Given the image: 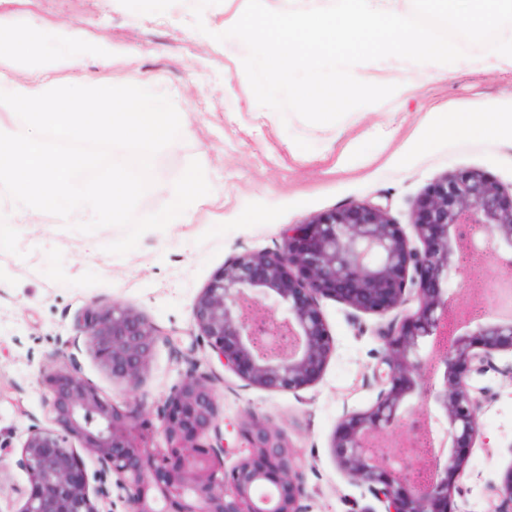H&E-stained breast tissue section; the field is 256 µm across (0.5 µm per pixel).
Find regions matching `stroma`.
Wrapping results in <instances>:
<instances>
[{
	"label": "stroma",
	"mask_w": 512,
	"mask_h": 512,
	"mask_svg": "<svg viewBox=\"0 0 512 512\" xmlns=\"http://www.w3.org/2000/svg\"><path fill=\"white\" fill-rule=\"evenodd\" d=\"M195 0H0V20L47 31L70 27L77 38L118 49L110 63L83 57L54 73L64 85H127L157 77L181 117V137L153 161L154 186L139 209L153 213L170 202L174 181L190 160L201 163L211 186L197 200L193 220L145 233L138 248L118 257L106 244L123 234L106 227L91 234L46 213L40 223L14 216L0 197V512H18L28 484L15 461L31 422L52 427L38 383L56 367L88 309L118 302L141 313L162 334L141 391L164 399L180 379L176 349L194 347L202 367L217 365L210 348L194 344L192 309L225 261L246 250L275 248L284 225L354 202L388 203L398 224L438 178L477 172L512 191V142L494 140L477 126L423 137L421 124L435 106L466 101L476 113L512 110V59L480 46L444 66L399 99L357 108L334 124H310L258 105L244 77L243 44L215 41L237 5L203 12L193 26ZM322 311L332 352L321 379L293 392L252 386L232 372L216 387L218 412L232 430L245 410L285 433L305 461L307 512H361L371 497L338 467L331 447L344 409L365 410L379 389L372 369L381 343L379 316L355 314L326 299ZM494 400L480 415L471 450L463 512H485L487 482L512 468V381L482 377Z\"/></svg>",
	"instance_id": "35a3bbf8"
}]
</instances>
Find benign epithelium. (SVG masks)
<instances>
[{
	"instance_id": "1",
	"label": "benign epithelium",
	"mask_w": 512,
	"mask_h": 512,
	"mask_svg": "<svg viewBox=\"0 0 512 512\" xmlns=\"http://www.w3.org/2000/svg\"><path fill=\"white\" fill-rule=\"evenodd\" d=\"M413 236L394 223L389 206L352 203L324 211L280 232V243L245 251L224 264L202 289L192 316L197 338L224 369L249 385L300 391L318 381L332 351L321 301L334 299L386 322L373 329L382 352L373 368L380 390L363 411L343 409L332 440L341 471L379 505L360 512H457L456 499L468 450L479 433V414L488 389L473 378L493 370L512 380V317L477 324L453 338L434 357L431 386L424 376L431 357L421 342L435 338L448 315V282L461 266L459 227L483 224L512 253V202L494 182L463 170L437 179L414 202ZM266 319L274 336L293 344L271 353L257 347L256 318ZM82 338L68 344L63 362L42 372L56 428L33 423L15 464L28 477L18 512H305V461L276 431L249 410L236 428L248 455L225 467L232 447L224 436L215 370L200 369L189 354L187 369L169 394L150 403L140 393L159 331L120 303L90 310L77 322ZM130 396L124 408L104 396L78 368L79 342ZM426 396L444 426L448 448L432 457L403 442L405 404ZM156 413L164 445L153 444ZM93 457L89 471L78 450ZM434 466L425 487L414 485L406 468ZM487 512H512V468L487 484Z\"/></svg>"
}]
</instances>
